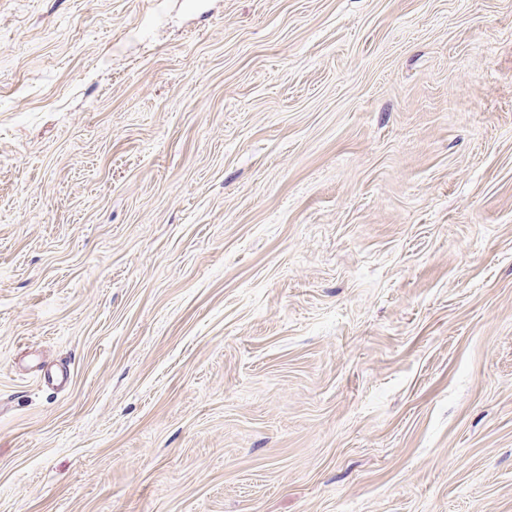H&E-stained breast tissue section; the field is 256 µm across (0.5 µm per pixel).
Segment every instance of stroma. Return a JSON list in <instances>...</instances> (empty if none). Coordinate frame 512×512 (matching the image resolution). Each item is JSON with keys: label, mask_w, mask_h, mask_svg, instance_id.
Wrapping results in <instances>:
<instances>
[{"label": "stroma", "mask_w": 512, "mask_h": 512, "mask_svg": "<svg viewBox=\"0 0 512 512\" xmlns=\"http://www.w3.org/2000/svg\"><path fill=\"white\" fill-rule=\"evenodd\" d=\"M0 512H512V0H0Z\"/></svg>", "instance_id": "1"}]
</instances>
